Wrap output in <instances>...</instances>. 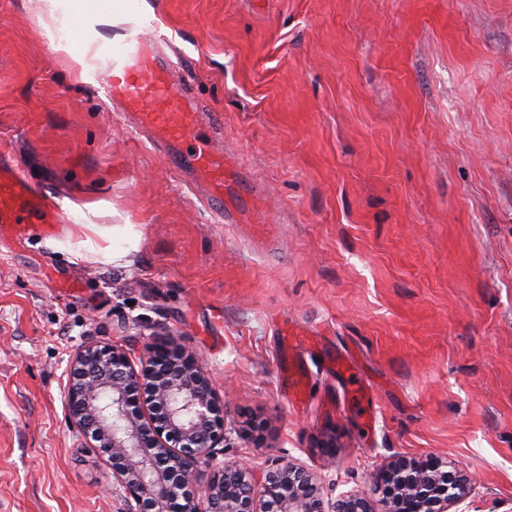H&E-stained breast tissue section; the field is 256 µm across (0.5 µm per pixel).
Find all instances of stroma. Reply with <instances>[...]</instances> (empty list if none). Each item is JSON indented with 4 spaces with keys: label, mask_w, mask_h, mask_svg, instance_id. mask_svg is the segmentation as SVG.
Listing matches in <instances>:
<instances>
[{
    "label": "stroma",
    "mask_w": 512,
    "mask_h": 512,
    "mask_svg": "<svg viewBox=\"0 0 512 512\" xmlns=\"http://www.w3.org/2000/svg\"><path fill=\"white\" fill-rule=\"evenodd\" d=\"M137 35L221 114L254 223H215L106 98ZM0 157L64 216L0 244L6 512H122L68 363L167 330L224 398V461L290 458L381 512L369 472L434 455L478 475L469 512H512V0H0ZM285 323L322 334L300 408Z\"/></svg>",
    "instance_id": "1"
}]
</instances>
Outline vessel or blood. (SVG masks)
I'll list each match as a JSON object with an SVG mask.
<instances>
[{
    "instance_id": "obj_1",
    "label": "vessel or blood",
    "mask_w": 512,
    "mask_h": 512,
    "mask_svg": "<svg viewBox=\"0 0 512 512\" xmlns=\"http://www.w3.org/2000/svg\"><path fill=\"white\" fill-rule=\"evenodd\" d=\"M173 67L143 37L115 47L105 92L124 110L136 132L165 149L169 163L191 182L206 187L217 221L246 224L253 206L239 188L248 175L217 151L204 132L205 115ZM61 214L12 164L0 162V235L25 240L51 236Z\"/></svg>"
}]
</instances>
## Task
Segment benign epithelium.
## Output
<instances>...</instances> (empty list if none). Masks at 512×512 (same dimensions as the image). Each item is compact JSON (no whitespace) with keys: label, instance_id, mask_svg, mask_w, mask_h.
Masks as SVG:
<instances>
[{"label":"benign epithelium","instance_id":"obj_1","mask_svg":"<svg viewBox=\"0 0 512 512\" xmlns=\"http://www.w3.org/2000/svg\"><path fill=\"white\" fill-rule=\"evenodd\" d=\"M66 416L100 450L127 512H373L360 494L325 499L307 471L279 461L256 494L252 469L218 461L226 408L207 369L173 334L138 357L86 343L70 360ZM385 512H468L473 476L439 457L399 455L370 476Z\"/></svg>","mask_w":512,"mask_h":512}]
</instances>
